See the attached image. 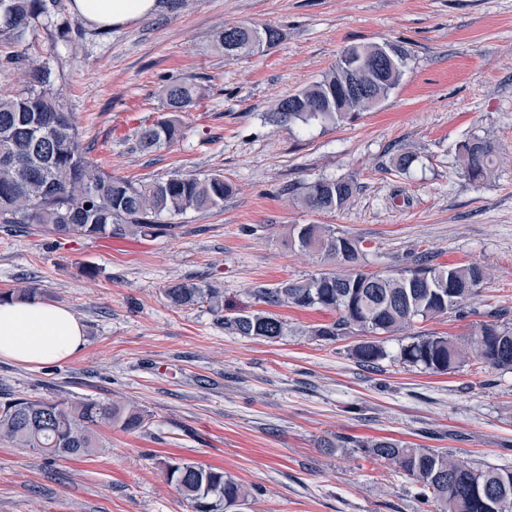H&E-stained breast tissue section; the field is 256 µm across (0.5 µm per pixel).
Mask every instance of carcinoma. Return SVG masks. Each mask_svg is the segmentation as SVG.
<instances>
[{
	"mask_svg": "<svg viewBox=\"0 0 512 512\" xmlns=\"http://www.w3.org/2000/svg\"><path fill=\"white\" fill-rule=\"evenodd\" d=\"M63 0H0V40L11 51L0 56V68L18 71L24 87L0 92V226L29 227L45 236L105 238L124 234L155 237L172 228L164 217L224 207L233 186L221 173L203 177L178 174L166 179L132 180L104 171L82 148L78 121L68 110L56 82L57 74L44 57L40 36H51V51L72 44L69 28L55 23ZM281 32L273 27L238 24L213 36L216 47L236 59L265 52ZM399 69L376 61L347 73L346 62L322 79L278 100L268 115L276 126H310L342 122L372 110L375 98L386 99L399 86L407 52L395 48ZM203 97V86L193 78L163 85L165 113L134 132L141 150L160 149L183 137L178 115L191 111ZM499 145L487 137H471L457 148L463 173L476 184L490 180L497 166ZM351 180L321 178L294 188L295 200L318 213H333L353 196ZM292 241L334 263L331 271L287 280L272 288H256L258 310L224 317L237 335L273 340L285 334L287 324L273 309L320 307L336 318L316 326L311 335L334 343L354 332L361 339L353 347L356 361L374 369L388 357L374 338L400 334L415 322L448 313H466L470 302L489 277L477 264H432L414 255L395 272L366 270L367 253L359 241L327 224H301ZM38 289L0 292V302L35 300ZM175 308L209 303L224 308V292L209 282H175L164 289ZM512 311L501 308L495 320L482 322L463 342L446 336L409 337L396 360L429 373H446L471 357L489 370L512 371V329L496 319ZM149 416L92 398L82 400L31 398L24 395L0 401V439L61 459L83 458L104 447L96 433L103 423L124 431L143 428ZM378 459L420 485L419 495L437 512H512V469L479 470L461 458L429 448H408L390 439L360 444ZM167 480L190 503L193 512H233L243 505L246 492L236 480L216 468L205 469L181 459L165 462Z\"/></svg>",
	"mask_w": 512,
	"mask_h": 512,
	"instance_id": "carcinoma-1",
	"label": "carcinoma"
}]
</instances>
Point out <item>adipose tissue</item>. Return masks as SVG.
Returning a JSON list of instances; mask_svg holds the SVG:
<instances>
[{
  "mask_svg": "<svg viewBox=\"0 0 512 512\" xmlns=\"http://www.w3.org/2000/svg\"><path fill=\"white\" fill-rule=\"evenodd\" d=\"M84 23L101 29L119 27L156 14L159 0H71ZM85 345V331L74 313L40 301L0 304V359L24 366L65 362Z\"/></svg>",
  "mask_w": 512,
  "mask_h": 512,
  "instance_id": "obj_1",
  "label": "adipose tissue"
}]
</instances>
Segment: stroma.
Returning a JSON list of instances; mask_svg holds the SVG:
<instances>
[{
  "mask_svg": "<svg viewBox=\"0 0 512 512\" xmlns=\"http://www.w3.org/2000/svg\"><path fill=\"white\" fill-rule=\"evenodd\" d=\"M161 13L111 29L71 20L72 49L52 54L83 145L105 171L133 180L223 172V208L175 217L149 240L57 239L0 228V291L34 286L85 328L72 359L23 366L0 359V397H91L149 414L136 432L101 425L104 449L61 460L0 440V512H192L163 463L223 469L250 496L242 512H432L417 485L359 441L392 438L512 468V372L478 359L445 374L401 364L397 337L380 369L360 366L357 336L329 344L310 328L334 312L278 308L276 340L247 338L208 306L170 307L163 290L206 279L239 307L254 289L308 277L328 262L291 241L297 224L358 238L373 271L413 252L489 268L467 313L415 324L460 341L487 311L512 310V0H163ZM267 25L283 38L229 59L214 33ZM408 53L399 87L350 122L274 126L267 113L359 43ZM186 77L205 96L182 117L184 137L138 150L136 127L160 117L163 83ZM489 136L507 153L472 184L459 142ZM413 152L408 172L391 163ZM322 177L356 190L332 214L293 201ZM94 267L96 276L84 273Z\"/></svg>",
  "mask_w": 512,
  "mask_h": 512,
  "instance_id": "1",
  "label": "stroma"
}]
</instances>
